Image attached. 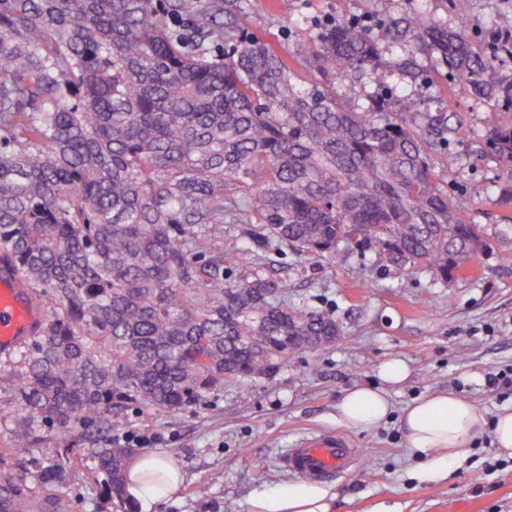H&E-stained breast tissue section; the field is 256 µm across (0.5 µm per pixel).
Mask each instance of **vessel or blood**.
<instances>
[{
  "instance_id": "obj_1",
  "label": "vessel or blood",
  "mask_w": 512,
  "mask_h": 512,
  "mask_svg": "<svg viewBox=\"0 0 512 512\" xmlns=\"http://www.w3.org/2000/svg\"><path fill=\"white\" fill-rule=\"evenodd\" d=\"M44 320L42 307L21 285L14 269L0 265V350L13 351L36 333ZM361 451L338 434L303 437L288 449L281 464L306 479H325L347 472Z\"/></svg>"
}]
</instances>
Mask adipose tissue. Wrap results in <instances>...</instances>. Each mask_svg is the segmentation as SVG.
I'll return each mask as SVG.
<instances>
[{"instance_id":"1","label":"adipose tissue","mask_w":512,"mask_h":512,"mask_svg":"<svg viewBox=\"0 0 512 512\" xmlns=\"http://www.w3.org/2000/svg\"><path fill=\"white\" fill-rule=\"evenodd\" d=\"M391 410L386 390L356 387L338 402L336 418L348 427L370 430ZM400 423L407 447L427 459L419 474L423 480L448 470L464 458L469 445L487 436L500 455L512 457V409H502L490 421L475 402L447 391L413 401L401 413ZM181 482L180 469L170 456H135L127 463L125 495L151 512L156 503L171 498ZM336 498L330 486L288 483L255 491L249 512H334Z\"/></svg>"}]
</instances>
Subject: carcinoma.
Instances as JSON below:
<instances>
[{"label": "carcinoma", "instance_id": "obj_1", "mask_svg": "<svg viewBox=\"0 0 512 512\" xmlns=\"http://www.w3.org/2000/svg\"><path fill=\"white\" fill-rule=\"evenodd\" d=\"M241 0H0V252L15 263L46 319L21 354L24 423L62 436L112 433L135 405L168 415L224 379L269 376L295 353L336 340V321L288 302V282L254 250L212 241V224H248L327 259L364 239L392 263L442 281L486 246L469 202L451 195L435 153L467 136L448 113L412 122L380 98L361 109L326 88L300 89L270 47L220 15ZM450 30L424 13L389 25L435 55L451 84L512 105L490 87L512 38L487 55L466 33L469 0ZM198 24L179 30L183 16ZM331 82L379 64L382 49L355 19L302 47ZM481 152L503 169L512 208V119ZM243 276L224 277V257ZM133 449L58 448L40 476L60 484L82 456L118 506ZM17 477L0 470V512Z\"/></svg>", "mask_w": 512, "mask_h": 512}]
</instances>
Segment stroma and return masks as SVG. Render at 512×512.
<instances>
[{
  "label": "stroma",
  "instance_id": "obj_1",
  "mask_svg": "<svg viewBox=\"0 0 512 512\" xmlns=\"http://www.w3.org/2000/svg\"><path fill=\"white\" fill-rule=\"evenodd\" d=\"M246 0L238 28L257 37L289 65L296 83L308 86L318 74L299 53L325 19L366 18L374 34L405 13L422 9L448 28L458 16L451 0ZM478 47L512 33V0H470L466 21ZM414 53L410 40L386 44L376 67L337 81L333 91L347 105L368 103L379 88L414 94L423 112H452L468 130L465 142L449 141L438 161L456 173L453 194L471 202L469 216L482 226L486 247L470 269L434 280L425 270L408 271L368 245L340 249L312 263L284 245L260 252L266 274L286 279L297 304L333 318L341 330L335 343L297 352L269 377L229 379L167 417L132 407L113 442L135 437L136 453H166L181 468L179 491L153 512H248L257 488L254 474L266 469L267 487L294 481L280 457L309 433L341 432L363 457L347 475L331 477L337 512H512V458L499 456L491 439L468 450L448 476L420 482L414 471L422 459L405 445L398 420L365 431L340 425L336 405L357 386L381 385V365L401 360L405 380L389 387L397 412L413 400L454 391L477 402L487 420L512 405V387H491L490 375L512 374V221L496 204L498 165L478 148L486 129L507 114L495 99L449 89L436 60L418 56L427 82L409 83L400 60ZM15 385L11 355L0 354V469L15 471L21 512H52L53 494L40 471L56 448L87 447L81 432L63 437L42 426L21 428L13 410ZM206 495H199V486ZM71 512H120L101 487L76 474L64 489Z\"/></svg>",
  "mask_w": 512,
  "mask_h": 512
}]
</instances>
